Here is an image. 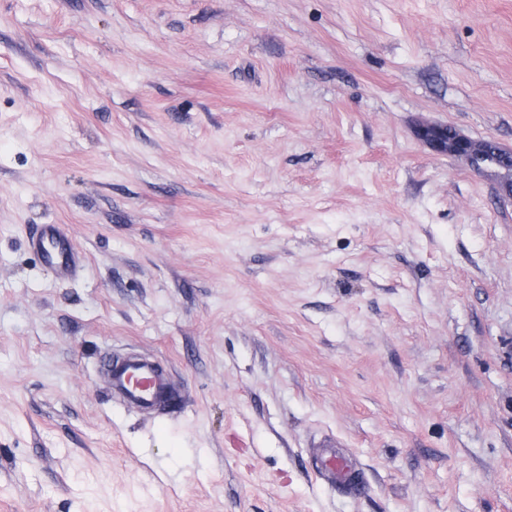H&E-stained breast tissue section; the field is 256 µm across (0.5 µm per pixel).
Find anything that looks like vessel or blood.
Segmentation results:
<instances>
[{
    "mask_svg": "<svg viewBox=\"0 0 512 512\" xmlns=\"http://www.w3.org/2000/svg\"><path fill=\"white\" fill-rule=\"evenodd\" d=\"M29 245L57 277L68 279L77 274L78 255L71 237L61 225H42L30 237ZM109 385L113 394L145 413L153 412L174 399L173 386L167 373L146 358L133 357L110 365ZM315 457L322 481L349 493L360 490L361 485L356 477L357 464L351 456L338 451L335 439L326 438L317 443Z\"/></svg>",
    "mask_w": 512,
    "mask_h": 512,
    "instance_id": "obj_1",
    "label": "vessel or blood"
}]
</instances>
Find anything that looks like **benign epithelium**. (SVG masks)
Listing matches in <instances>:
<instances>
[{
	"instance_id": "1",
	"label": "benign epithelium",
	"mask_w": 512,
	"mask_h": 512,
	"mask_svg": "<svg viewBox=\"0 0 512 512\" xmlns=\"http://www.w3.org/2000/svg\"><path fill=\"white\" fill-rule=\"evenodd\" d=\"M414 135L430 150L465 159L476 172L488 169L503 171V196L512 198V150L488 149L446 124L420 122L414 127Z\"/></svg>"
}]
</instances>
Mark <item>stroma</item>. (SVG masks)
Returning a JSON list of instances; mask_svg holds the SVG:
<instances>
[{
    "mask_svg": "<svg viewBox=\"0 0 512 512\" xmlns=\"http://www.w3.org/2000/svg\"><path fill=\"white\" fill-rule=\"evenodd\" d=\"M422 121L512 149V0H0V512H512V199ZM29 245L59 278L69 279L79 270L73 241L61 224H43L29 239ZM112 394L128 405L151 413L175 399L167 373L150 359L133 357L109 366ZM315 457L320 479L348 493H356L361 485L355 476L356 461L336 448H341L336 439L325 438L316 444Z\"/></svg>",
    "mask_w": 512,
    "mask_h": 512,
    "instance_id": "stroma-1",
    "label": "stroma"
}]
</instances>
